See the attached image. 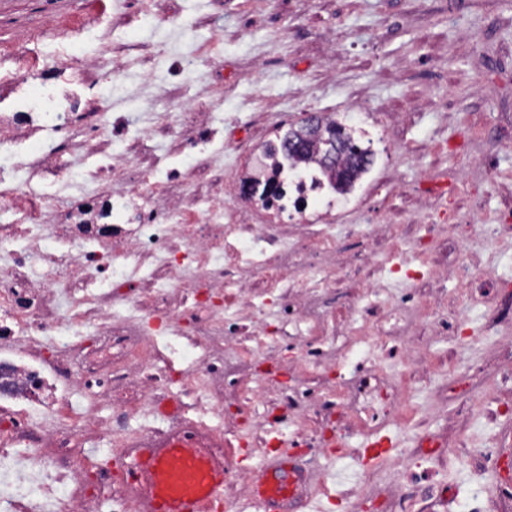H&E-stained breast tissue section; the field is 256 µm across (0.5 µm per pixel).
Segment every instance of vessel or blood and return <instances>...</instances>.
<instances>
[{"mask_svg":"<svg viewBox=\"0 0 512 512\" xmlns=\"http://www.w3.org/2000/svg\"><path fill=\"white\" fill-rule=\"evenodd\" d=\"M225 481L223 458L198 445L192 435L166 438L140 451L137 492L149 512H208ZM294 485L292 470L273 467L254 484L253 501L271 504L274 493Z\"/></svg>","mask_w":512,"mask_h":512,"instance_id":"1","label":"vessel or blood"}]
</instances>
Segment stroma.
<instances>
[{"label": "stroma", "mask_w": 512, "mask_h": 512, "mask_svg": "<svg viewBox=\"0 0 512 512\" xmlns=\"http://www.w3.org/2000/svg\"><path fill=\"white\" fill-rule=\"evenodd\" d=\"M82 0H0V44L52 23L75 22ZM105 19L72 50L74 64L108 51L113 64L135 61L151 84L126 85L112 109L160 120L155 143L177 152L169 134L185 112H212L224 124L219 158L199 156L193 179L178 192L199 197L228 180L235 143L270 126L296 125L303 113L336 111L357 126L363 107L379 114L396 146L375 140L376 168L364 185L370 206H344L331 236L344 264L341 281L319 304L337 331L354 327L391 334L410 326L417 362L389 357L374 343L337 350L336 371L349 378L375 367L412 383L408 427L381 426L387 453L346 470L368 481L353 497L357 512H378L376 486L397 483L395 512H499L512 500V0H103ZM182 11L197 56L192 80L170 77L166 32L151 13ZM116 152L133 165L100 182L128 188L151 168V152L127 138ZM369 224H385L371 238ZM483 227L473 237L470 227ZM465 252L444 273V245ZM390 253L380 266L367 262ZM407 308V321L390 316ZM482 382L469 397L453 389ZM442 447L412 459L413 478L396 462L421 429Z\"/></svg>", "instance_id": "obj_1"}]
</instances>
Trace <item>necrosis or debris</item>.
I'll use <instances>...</instances> for the list:
<instances>
[{"label":"necrosis or debris","instance_id":"necrosis-or-debris-1","mask_svg":"<svg viewBox=\"0 0 512 512\" xmlns=\"http://www.w3.org/2000/svg\"><path fill=\"white\" fill-rule=\"evenodd\" d=\"M57 31L53 55L22 45L0 53V126L14 131L0 141V208L70 199L65 223L51 206L43 224L0 226V512H142L140 448L186 427L221 456L234 443L317 448L326 432L347 437L368 416L405 424L388 375L371 370L349 399L330 377L314 299L331 282L305 250L313 240L333 250L328 231L346 195L332 175L284 158L275 127L236 146L222 196L148 208L193 173L167 155L128 191L97 192L129 123L96 96V82L70 79L77 32ZM78 120L84 137L61 164L54 137ZM180 124L188 157L218 133L200 112ZM245 271L277 285L279 335H269ZM292 323L309 335L294 358ZM89 441L115 447L114 466L78 461L75 448Z\"/></svg>","mask_w":512,"mask_h":512}]
</instances>
